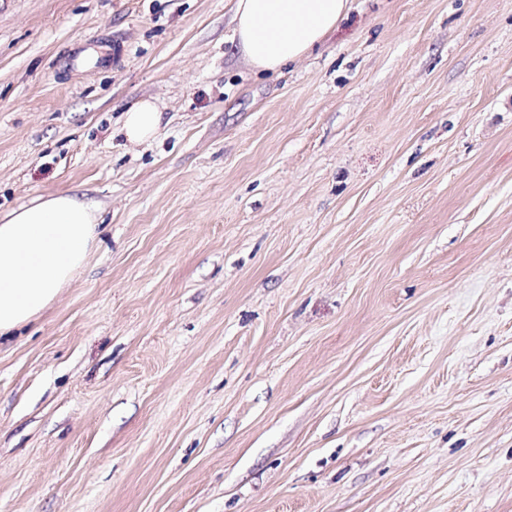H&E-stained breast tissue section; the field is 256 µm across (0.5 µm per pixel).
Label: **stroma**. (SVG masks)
<instances>
[{
	"mask_svg": "<svg viewBox=\"0 0 512 512\" xmlns=\"http://www.w3.org/2000/svg\"><path fill=\"white\" fill-rule=\"evenodd\" d=\"M232 30L0 0V211L100 216L0 339V512H512V0H353L278 73ZM164 118V112L156 102L142 99L123 112L118 133L129 143H148L159 135Z\"/></svg>",
	"mask_w": 512,
	"mask_h": 512,
	"instance_id": "obj_1",
	"label": "stroma"
}]
</instances>
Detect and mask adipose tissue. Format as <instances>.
Listing matches in <instances>:
<instances>
[{
    "instance_id": "1",
    "label": "adipose tissue",
    "mask_w": 512,
    "mask_h": 512,
    "mask_svg": "<svg viewBox=\"0 0 512 512\" xmlns=\"http://www.w3.org/2000/svg\"><path fill=\"white\" fill-rule=\"evenodd\" d=\"M350 0H233L232 40L256 70L276 72L306 57L347 14ZM164 126L156 102L142 99L121 117L130 143ZM96 209L67 191L0 214V337L49 308L82 269L98 236Z\"/></svg>"
}]
</instances>
